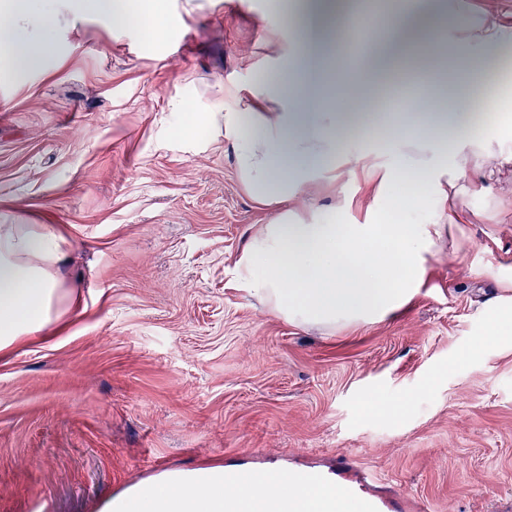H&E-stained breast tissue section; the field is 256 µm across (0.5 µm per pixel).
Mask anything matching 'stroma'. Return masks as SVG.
I'll use <instances>...</instances> for the list:
<instances>
[{"instance_id": "1", "label": "stroma", "mask_w": 512, "mask_h": 512, "mask_svg": "<svg viewBox=\"0 0 512 512\" xmlns=\"http://www.w3.org/2000/svg\"><path fill=\"white\" fill-rule=\"evenodd\" d=\"M447 45L512 95V0H442ZM293 0H162L154 30L56 0L38 63L0 58V223L63 236L57 323L0 353V512H96L163 468L358 469L388 512H512V110L469 121L463 223L395 318L334 333L237 286L270 213L244 192L224 85L295 64ZM337 156L303 217L370 201ZM398 406L373 413L372 399Z\"/></svg>"}]
</instances>
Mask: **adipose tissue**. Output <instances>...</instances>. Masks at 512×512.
<instances>
[{
	"mask_svg": "<svg viewBox=\"0 0 512 512\" xmlns=\"http://www.w3.org/2000/svg\"><path fill=\"white\" fill-rule=\"evenodd\" d=\"M5 3L16 22L0 28V54L15 64L34 63L38 52L25 26L35 20L46 23L48 17H32L30 0ZM282 21L303 34L308 51L301 65L249 86L224 88L238 104L237 111L222 118L243 188L256 204L274 212L241 251L238 286L303 328L336 332L385 321L419 293L430 258L449 225L461 218L448 202V182L464 179L472 158L454 127L456 107L463 103L474 111L479 108L469 88L482 78L488 55L500 48L498 19L487 16L481 38L485 52L475 55L446 47L448 16L433 12L424 40L427 55L432 64L450 63L457 79L451 93H425L430 105L426 112L335 110V101L360 99L366 86L340 77L335 97H328L316 51L323 35L361 27L365 19L359 13L341 12L334 0H302L300 12ZM410 24L406 14L385 16L387 40L373 69L388 68L405 52L400 35ZM375 126L388 129V137L365 139L363 130ZM431 133L437 145L428 143ZM340 153L348 156L377 198L420 174L421 191L405 195L403 202L410 210L429 208L430 223L382 224L371 207L363 221L353 224L341 223L337 206L322 218L296 215L290 207L296 190L309 186L312 172H331ZM60 240V234L46 226L0 224V351L41 332L57 316V273L64 261ZM228 503L241 512H319L317 495L277 476L225 489L220 467L160 474L105 498L97 510L224 512Z\"/></svg>",
	"mask_w": 512,
	"mask_h": 512,
	"instance_id": "ef3b65f1",
	"label": "adipose tissue"
}]
</instances>
